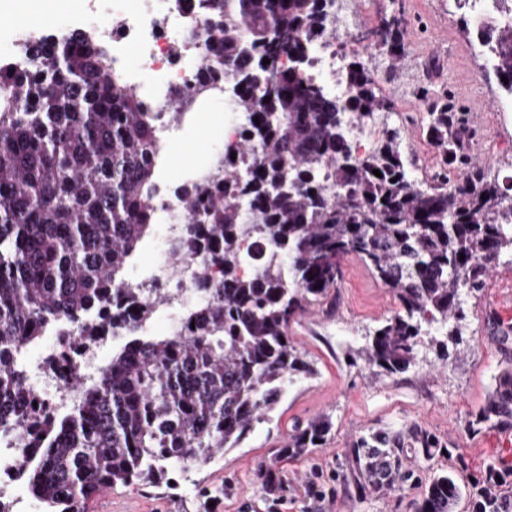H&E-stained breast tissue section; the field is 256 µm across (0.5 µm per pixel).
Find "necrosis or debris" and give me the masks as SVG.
I'll return each instance as SVG.
<instances>
[{
  "label": "necrosis or debris",
  "mask_w": 512,
  "mask_h": 512,
  "mask_svg": "<svg viewBox=\"0 0 512 512\" xmlns=\"http://www.w3.org/2000/svg\"><path fill=\"white\" fill-rule=\"evenodd\" d=\"M127 0H112V15L90 11L85 26L97 41L112 51V76L141 96L150 112L159 114L161 147L172 152L183 130L193 125L204 103L223 97L224 79L215 77L206 91H198L195 75L202 58L192 42L190 29L201 16L191 0H138L135 8ZM139 51L137 64L126 61L128 46ZM179 100L178 121L163 118L172 100ZM156 222L159 231L151 247L159 261L154 275L126 278L125 287L165 297L162 312L167 334L179 332L192 307L203 305L204 296L196 291L197 276L204 265L201 257L177 260L176 247L192 217L182 203L163 200ZM41 350L58 358L59 370L45 373L32 366L28 384L37 402L58 414L71 410L86 394L92 379L106 364L101 345L78 346L73 325L64 319L47 326ZM15 436L0 435V499L10 512H35V506L18 483L22 470Z\"/></svg>",
  "instance_id": "obj_1"
}]
</instances>
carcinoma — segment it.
I'll use <instances>...</instances> for the list:
<instances>
[{"label": "carcinoma", "instance_id": "carcinoma-1", "mask_svg": "<svg viewBox=\"0 0 512 512\" xmlns=\"http://www.w3.org/2000/svg\"><path fill=\"white\" fill-rule=\"evenodd\" d=\"M198 2L206 65L197 85L224 71L259 160L243 177L227 173L183 192L195 214L184 254L203 256L224 278L201 272L208 303L187 312L179 335H141L161 298L122 287L158 209L155 117L112 80L109 50L80 29L27 39L25 65L0 64V432L25 428L21 476L44 512H84L106 489L159 482L240 447L288 383L311 374L288 326L328 299L344 257H359L399 302L365 348V363L385 376L409 368L425 325L459 343L462 292L479 291L512 258V194L465 155L461 139L472 131L448 101L429 106L441 159L424 190L395 134L363 152L352 141L347 116L361 122L384 109L360 58L347 64L343 100L304 79L316 42L336 38L334 0ZM378 36L402 56L395 22H383ZM484 45L512 92V24L488 29ZM246 211L260 218L258 250L269 245L279 256L253 276L239 272L250 258L241 242ZM59 318L79 326L84 347L128 337L92 392L61 415L33 406L15 356ZM489 424L512 427V367L467 431ZM331 428L326 416L296 427L277 457L323 447ZM410 451L427 460L451 454L419 426L355 440L346 460L359 494L404 490ZM257 476L275 489V462ZM460 496L456 477L439 476L417 512H451Z\"/></svg>", "mask_w": 512, "mask_h": 512}]
</instances>
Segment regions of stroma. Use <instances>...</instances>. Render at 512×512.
Listing matches in <instances>:
<instances>
[{"mask_svg":"<svg viewBox=\"0 0 512 512\" xmlns=\"http://www.w3.org/2000/svg\"><path fill=\"white\" fill-rule=\"evenodd\" d=\"M108 9V0H38L39 32L60 23L82 28L91 8ZM353 19L343 24L334 45L340 65L363 56L378 78L385 108L366 120L363 147L395 132L408 171L420 186L431 180L440 154L428 136L429 100L454 91L471 113L479 142L473 159L489 180L512 178V112L494 103L504 89L472 29L469 15L455 0H352ZM397 19L403 57L392 65L387 51L374 50L373 32L382 19ZM224 141V105L201 112L181 145L184 158L160 157L157 177L170 188L182 186L189 170ZM461 343L441 359L430 336H423L415 361L403 373L375 376L361 357L374 328L399 309L393 293L377 282L356 257L341 263V275L322 305L291 323L288 335L306 354L313 372L290 385L270 422L256 426L241 447L225 451L201 470L174 472L170 484L136 485L112 490L105 512H416L434 476L455 471L461 498L456 512H472L488 473L500 477L503 497L512 496V428L465 430L483 406L499 372L512 365V340L501 343V329L512 326V264L491 272L483 288L463 296ZM333 428L324 447L304 457H277L294 427L318 415ZM419 425L461 455L424 459L409 455L414 483L405 492L359 495L345 461V450L362 433L403 432ZM276 461L278 492H268L257 476L260 464Z\"/></svg>","mask_w":512,"mask_h":512,"instance_id":"35a3bbf8","label":"stroma"}]
</instances>
